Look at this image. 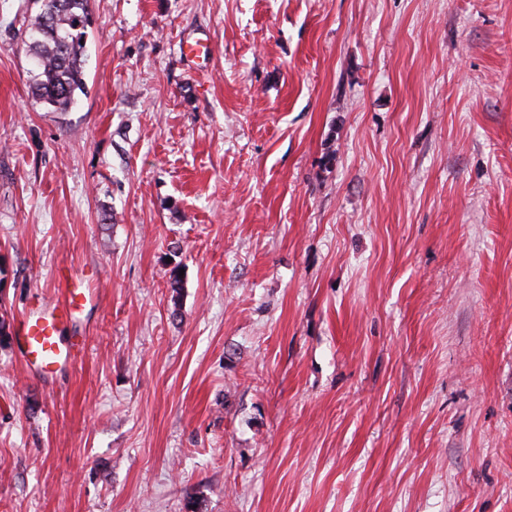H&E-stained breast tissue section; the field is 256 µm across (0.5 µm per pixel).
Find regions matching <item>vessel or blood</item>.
I'll list each match as a JSON object with an SVG mask.
<instances>
[{
  "instance_id": "b4317fda",
  "label": "vessel or blood",
  "mask_w": 512,
  "mask_h": 512,
  "mask_svg": "<svg viewBox=\"0 0 512 512\" xmlns=\"http://www.w3.org/2000/svg\"><path fill=\"white\" fill-rule=\"evenodd\" d=\"M180 52L189 62L209 58L211 42L208 36L187 37L180 42ZM90 289L75 285L65 287L60 305L37 306L21 321L16 344L29 372L42 377L53 375L58 366L73 359L64 335L67 313L91 301Z\"/></svg>"
}]
</instances>
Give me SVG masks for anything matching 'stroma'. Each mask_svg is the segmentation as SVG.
Wrapping results in <instances>:
<instances>
[{"label": "stroma", "mask_w": 512, "mask_h": 512, "mask_svg": "<svg viewBox=\"0 0 512 512\" xmlns=\"http://www.w3.org/2000/svg\"><path fill=\"white\" fill-rule=\"evenodd\" d=\"M88 4L50 112L0 0V512H512V0ZM181 55L189 62L195 63L196 60H205L211 55V42L207 35L187 37L180 41ZM92 297L91 288L67 285L60 303L53 307L37 306L21 321L15 339L29 372L46 378L57 371V366L74 360L64 336L67 309H80Z\"/></svg>", "instance_id": "obj_1"}]
</instances>
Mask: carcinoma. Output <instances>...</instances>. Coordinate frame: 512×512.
Returning <instances> with one entry per match:
<instances>
[{"mask_svg":"<svg viewBox=\"0 0 512 512\" xmlns=\"http://www.w3.org/2000/svg\"><path fill=\"white\" fill-rule=\"evenodd\" d=\"M40 12L29 32L28 50L39 73L33 94L49 112H67L85 89L88 0H38Z\"/></svg>","mask_w":512,"mask_h":512,"instance_id":"cac0c4a2","label":"carcinoma"}]
</instances>
